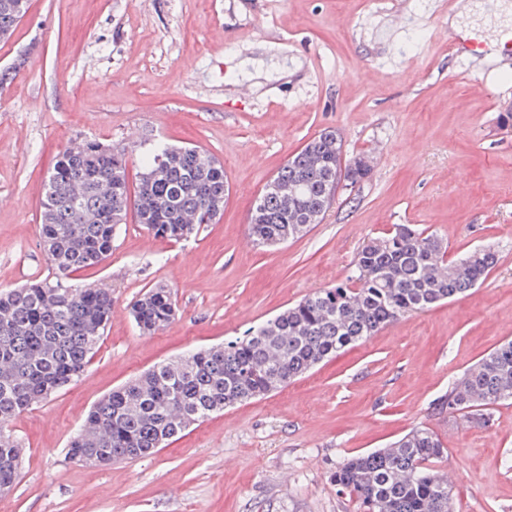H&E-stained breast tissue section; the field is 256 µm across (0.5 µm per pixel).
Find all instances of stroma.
I'll return each mask as SVG.
<instances>
[{
	"label": "stroma",
	"instance_id": "stroma-1",
	"mask_svg": "<svg viewBox=\"0 0 512 512\" xmlns=\"http://www.w3.org/2000/svg\"><path fill=\"white\" fill-rule=\"evenodd\" d=\"M459 0H30L0 70V289L44 278L43 185L88 139L198 146L224 165L216 223L173 243L135 221L78 282L112 291L84 375L17 418L23 446L0 512H359L332 480L348 457L427 426L448 450L452 512H512V401L489 423L438 412L451 384L512 340V58L450 50ZM486 93L475 97L473 84ZM370 175L339 186L321 223L276 247L250 242L264 186L322 130ZM395 224L450 254L496 251L467 295L407 316L288 386L194 424L145 458L77 464L67 444L112 389L221 344L320 288ZM172 288L178 312L141 334L130 305Z\"/></svg>",
	"mask_w": 512,
	"mask_h": 512
}]
</instances>
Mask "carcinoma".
Here are the masks:
<instances>
[{
    "label": "carcinoma",
    "instance_id": "cac0c4a2",
    "mask_svg": "<svg viewBox=\"0 0 512 512\" xmlns=\"http://www.w3.org/2000/svg\"><path fill=\"white\" fill-rule=\"evenodd\" d=\"M0 0V39L25 13ZM336 131L311 138L277 171L251 209L253 241L273 247L320 222L336 193ZM224 165L206 150L157 142L130 185L128 150L86 141L53 164L40 202V244L48 275L0 292V495L15 485L21 444L9 423L79 378L112 314V291L75 285L72 276L102 265L127 216L157 238L196 235L224 210ZM498 261L490 249L448 256L442 238L397 224L358 250L345 283L304 297L240 338L162 362L113 390L89 411L66 454L108 465L144 458L190 424L278 388L402 317L456 299L483 282ZM144 333L168 325L172 289L154 285L134 301ZM512 401V341L469 368L441 397V413L486 423ZM448 450L428 427L388 448L347 458L333 479L361 512H451L448 478L433 464Z\"/></svg>",
    "mask_w": 512,
    "mask_h": 512
}]
</instances>
